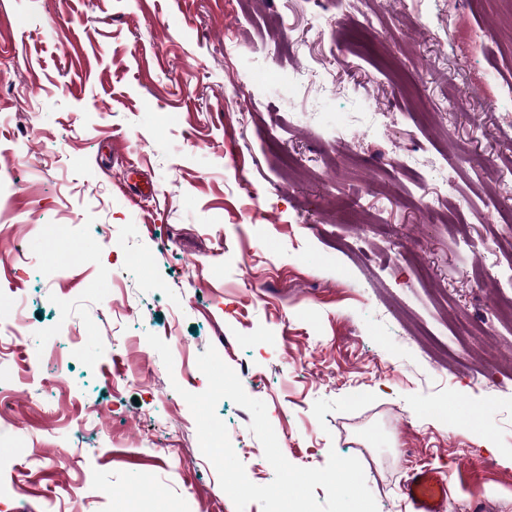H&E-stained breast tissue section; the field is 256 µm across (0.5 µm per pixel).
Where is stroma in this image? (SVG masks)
Listing matches in <instances>:
<instances>
[{
    "label": "stroma",
    "mask_w": 512,
    "mask_h": 512,
    "mask_svg": "<svg viewBox=\"0 0 512 512\" xmlns=\"http://www.w3.org/2000/svg\"><path fill=\"white\" fill-rule=\"evenodd\" d=\"M343 8L347 38L316 0H0V512H125L144 484V512H236L182 397L211 346L290 463L359 459L378 512L417 463L447 512H512V19ZM216 413L271 483L250 413Z\"/></svg>",
    "instance_id": "1"
}]
</instances>
